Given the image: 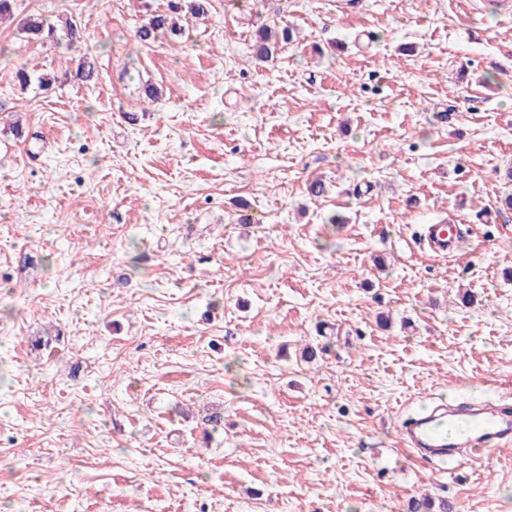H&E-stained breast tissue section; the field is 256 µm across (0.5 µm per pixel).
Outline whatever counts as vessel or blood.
<instances>
[{"label":"vessel or blood","instance_id":"obj_1","mask_svg":"<svg viewBox=\"0 0 512 512\" xmlns=\"http://www.w3.org/2000/svg\"><path fill=\"white\" fill-rule=\"evenodd\" d=\"M461 237L456 224H425L419 233L421 243L441 259L454 252ZM401 439L427 463L458 457L471 461L478 454L512 444V404L439 406L407 419Z\"/></svg>","mask_w":512,"mask_h":512}]
</instances>
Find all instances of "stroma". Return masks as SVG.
<instances>
[{
    "mask_svg": "<svg viewBox=\"0 0 512 512\" xmlns=\"http://www.w3.org/2000/svg\"><path fill=\"white\" fill-rule=\"evenodd\" d=\"M171 4L0 20V512H512V446L431 468L399 435L512 393V15L208 0L137 41ZM263 24L295 30L268 63ZM186 1L185 5L177 4L172 6L171 11L178 16L157 14L148 19L146 24L139 28L137 37L140 42H146L159 35L170 34L173 36L181 35L184 31V26L180 25V12L182 13L187 9L184 14V20L187 23L190 19L200 20L206 17L207 9L205 0H183ZM20 31L30 37L56 39L57 28L48 24L46 19L38 15H28L21 20ZM419 238L432 254L446 260L454 252L462 232L456 224H424Z\"/></svg>",
    "mask_w": 512,
    "mask_h": 512,
    "instance_id": "stroma-1",
    "label": "stroma"
}]
</instances>
